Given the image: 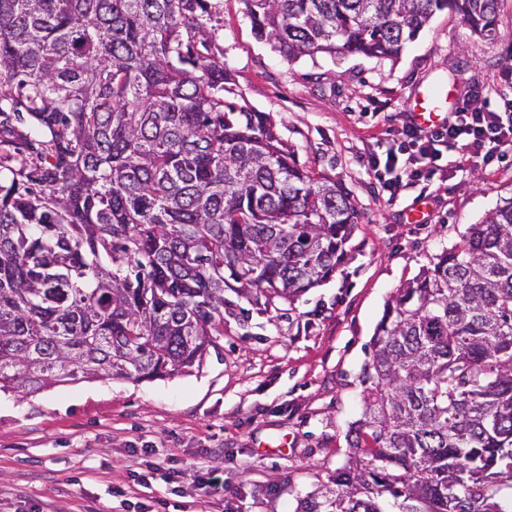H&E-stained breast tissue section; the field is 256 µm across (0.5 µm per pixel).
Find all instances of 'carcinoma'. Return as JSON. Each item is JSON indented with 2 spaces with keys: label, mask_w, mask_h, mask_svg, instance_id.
<instances>
[{
  "label": "carcinoma",
  "mask_w": 512,
  "mask_h": 512,
  "mask_svg": "<svg viewBox=\"0 0 512 512\" xmlns=\"http://www.w3.org/2000/svg\"><path fill=\"white\" fill-rule=\"evenodd\" d=\"M500 0H243L294 60H393ZM210 0H0V392L203 367L230 291L279 309L360 212L243 102ZM348 460L303 512H512V198L386 304Z\"/></svg>",
  "instance_id": "carcinoma-1"
}]
</instances>
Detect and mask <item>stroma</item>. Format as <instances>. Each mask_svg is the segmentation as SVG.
I'll return each instance as SVG.
<instances>
[{"label":"stroma","instance_id":"1","mask_svg":"<svg viewBox=\"0 0 512 512\" xmlns=\"http://www.w3.org/2000/svg\"><path fill=\"white\" fill-rule=\"evenodd\" d=\"M215 44L237 91L268 113L300 163L341 181L361 219L335 274L286 310L237 307L203 368L155 381H77L34 396L0 394V512H300L348 454L361 413L359 375L387 301L441 249L512 197V157L447 172L430 189L433 224H409L419 190L388 200L371 156L392 145L421 85H482L512 67V0L499 35L437 13L395 61L326 54L290 61L255 34L242 0H211ZM224 485L200 497L188 472ZM122 488L113 496V488Z\"/></svg>","mask_w":512,"mask_h":512}]
</instances>
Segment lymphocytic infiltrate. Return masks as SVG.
I'll return each mask as SVG.
<instances>
[{
    "instance_id": "lymphocytic-infiltrate-1",
    "label": "lymphocytic infiltrate",
    "mask_w": 512,
    "mask_h": 512,
    "mask_svg": "<svg viewBox=\"0 0 512 512\" xmlns=\"http://www.w3.org/2000/svg\"><path fill=\"white\" fill-rule=\"evenodd\" d=\"M482 93L466 86L460 104L448 119L423 129L414 122L403 123L395 144L384 157H373L370 167L383 191L397 197L407 186L420 187V199L447 158L458 169L476 161L488 167L512 151V97L500 96L495 104H481Z\"/></svg>"
}]
</instances>
